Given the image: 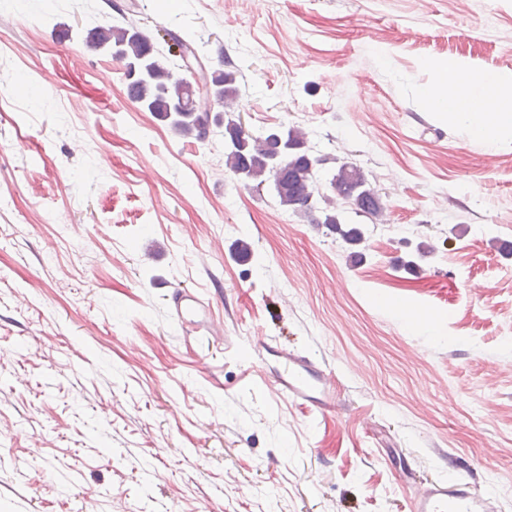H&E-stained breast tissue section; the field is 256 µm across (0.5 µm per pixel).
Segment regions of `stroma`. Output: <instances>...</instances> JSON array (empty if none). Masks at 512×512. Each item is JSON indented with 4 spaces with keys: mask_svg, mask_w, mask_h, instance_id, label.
Returning <instances> with one entry per match:
<instances>
[{
    "mask_svg": "<svg viewBox=\"0 0 512 512\" xmlns=\"http://www.w3.org/2000/svg\"><path fill=\"white\" fill-rule=\"evenodd\" d=\"M116 2L0 0V512H408L400 480L463 477L512 512V137L424 99L448 60L512 71V0ZM112 24L199 34L251 132L359 166L364 262L130 100ZM178 285L223 335L183 334ZM279 349L338 413L270 390Z\"/></svg>",
    "mask_w": 512,
    "mask_h": 512,
    "instance_id": "stroma-1",
    "label": "stroma"
}]
</instances>
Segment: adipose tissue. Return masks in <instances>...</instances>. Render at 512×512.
<instances>
[{
	"instance_id": "1",
	"label": "adipose tissue",
	"mask_w": 512,
	"mask_h": 512,
	"mask_svg": "<svg viewBox=\"0 0 512 512\" xmlns=\"http://www.w3.org/2000/svg\"><path fill=\"white\" fill-rule=\"evenodd\" d=\"M428 100L449 123L465 127L476 139L492 145L499 136L512 135V72L478 81L466 64L446 62L436 68Z\"/></svg>"
}]
</instances>
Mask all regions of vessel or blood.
<instances>
[{
	"label": "vessel or blood",
	"mask_w": 512,
	"mask_h": 512,
	"mask_svg": "<svg viewBox=\"0 0 512 512\" xmlns=\"http://www.w3.org/2000/svg\"><path fill=\"white\" fill-rule=\"evenodd\" d=\"M173 315L182 330L209 331L208 305L197 292L178 288L171 295ZM281 392L309 410L325 414L336 408L334 375L307 356L284 352L274 376ZM411 512H500L497 496L477 491L471 483L439 480L412 494Z\"/></svg>",
	"instance_id": "obj_1"
}]
</instances>
